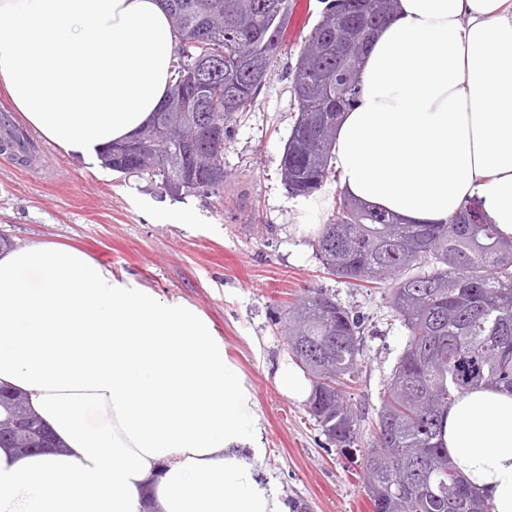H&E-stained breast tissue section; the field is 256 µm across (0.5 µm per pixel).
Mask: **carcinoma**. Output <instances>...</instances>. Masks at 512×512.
Masks as SVG:
<instances>
[{"instance_id":"carcinoma-1","label":"carcinoma","mask_w":512,"mask_h":512,"mask_svg":"<svg viewBox=\"0 0 512 512\" xmlns=\"http://www.w3.org/2000/svg\"><path fill=\"white\" fill-rule=\"evenodd\" d=\"M380 0H333L301 45L292 69L297 117L284 148L280 175L296 196H308L331 176L335 114L360 93L365 37L385 21ZM181 39L173 59L168 100L137 136L141 151L116 143L104 154L113 171L149 172L174 189L218 196L224 184L209 181L224 164V144L200 148L201 162L189 172L183 141L206 118L228 131L248 111L261 87L247 70H270L293 15L292 0H165ZM356 11L346 32L347 60L329 51L310 59L314 44L330 33L336 14ZM256 27L269 31L274 48L245 39ZM218 66L200 82L198 63ZM337 79L321 86L323 74ZM332 118L316 130L307 111ZM167 156L159 165L156 157ZM326 273L356 286L389 283L390 307L407 331L403 350L379 397V407H353L346 388L359 379L363 355L359 318L333 297L314 292L275 320L287 350L311 377L308 413L329 443L341 451L371 436L363 458L373 512H491L448 463L443 420L460 395L482 386L512 389V239L501 235L483 202L464 203L448 224H401L380 208L346 196L315 239ZM27 397L16 392L0 401L7 422Z\"/></svg>"}]
</instances>
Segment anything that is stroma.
Wrapping results in <instances>:
<instances>
[{"label":"stroma","instance_id":"1","mask_svg":"<svg viewBox=\"0 0 512 512\" xmlns=\"http://www.w3.org/2000/svg\"><path fill=\"white\" fill-rule=\"evenodd\" d=\"M323 8L322 0H298L268 83L225 136L223 198L175 192L159 177L66 156L41 138L31 167L0 151V234L16 244L78 247L160 296L197 306L223 337L260 416L261 479L308 512H371L362 467L329 444L304 402L283 395L274 378L289 353L273 320L301 294L335 295L362 319V373L347 394L353 406L378 407L405 344L384 289L325 273L312 235L299 227L325 224L331 213L305 211L303 197L280 176L297 116L291 70ZM185 209L195 224L167 223L168 214Z\"/></svg>","mask_w":512,"mask_h":512}]
</instances>
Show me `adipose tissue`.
<instances>
[{
	"mask_svg": "<svg viewBox=\"0 0 512 512\" xmlns=\"http://www.w3.org/2000/svg\"><path fill=\"white\" fill-rule=\"evenodd\" d=\"M178 46L163 0H0V92L72 157L150 122ZM331 164L337 189L401 222L445 224L476 198L511 237L512 0H398ZM0 385L65 445L0 447V512H288L235 452L259 416L213 323L79 249H0ZM442 438L512 512V393H464Z\"/></svg>",
	"mask_w": 512,
	"mask_h": 512,
	"instance_id": "1",
	"label": "adipose tissue"
}]
</instances>
